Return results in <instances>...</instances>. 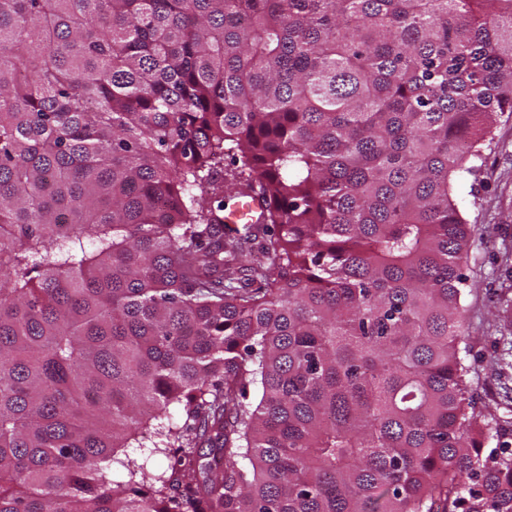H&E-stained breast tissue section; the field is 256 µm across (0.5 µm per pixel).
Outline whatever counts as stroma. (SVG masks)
<instances>
[{
  "label": "stroma",
  "instance_id": "obj_1",
  "mask_svg": "<svg viewBox=\"0 0 512 512\" xmlns=\"http://www.w3.org/2000/svg\"><path fill=\"white\" fill-rule=\"evenodd\" d=\"M477 183L454 188L474 231L461 303L469 311L467 382L477 410L512 420V335L501 333L502 288L512 284V114H503L478 160Z\"/></svg>",
  "mask_w": 512,
  "mask_h": 512
}]
</instances>
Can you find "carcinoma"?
<instances>
[{
  "label": "carcinoma",
  "instance_id": "obj_1",
  "mask_svg": "<svg viewBox=\"0 0 512 512\" xmlns=\"http://www.w3.org/2000/svg\"><path fill=\"white\" fill-rule=\"evenodd\" d=\"M504 112L512 0H0V512H512L452 196Z\"/></svg>",
  "mask_w": 512,
  "mask_h": 512
}]
</instances>
